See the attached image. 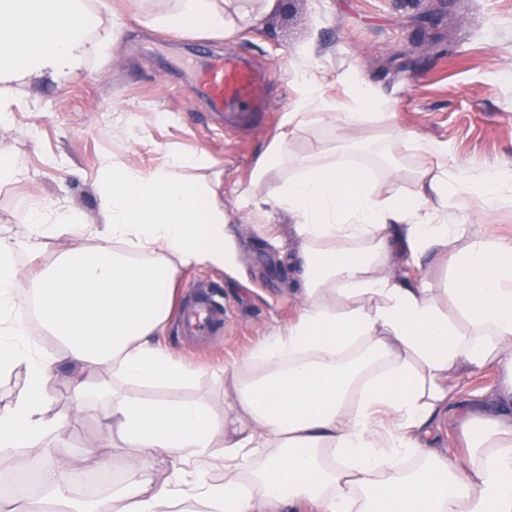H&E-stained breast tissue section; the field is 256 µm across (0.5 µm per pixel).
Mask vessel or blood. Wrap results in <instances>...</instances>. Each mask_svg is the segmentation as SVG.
<instances>
[{"mask_svg": "<svg viewBox=\"0 0 512 512\" xmlns=\"http://www.w3.org/2000/svg\"><path fill=\"white\" fill-rule=\"evenodd\" d=\"M194 88L208 97L216 109L242 106L258 112L263 108L262 84L257 73L234 56L217 57L197 72ZM186 335L207 336L224 323V304L216 296L198 293L180 316Z\"/></svg>", "mask_w": 512, "mask_h": 512, "instance_id": "b4317fda", "label": "vessel or blood"}]
</instances>
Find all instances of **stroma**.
I'll use <instances>...</instances> for the list:
<instances>
[{
  "label": "stroma",
  "instance_id": "35a3bbf8",
  "mask_svg": "<svg viewBox=\"0 0 512 512\" xmlns=\"http://www.w3.org/2000/svg\"><path fill=\"white\" fill-rule=\"evenodd\" d=\"M174 5L96 0L88 32L111 38L108 54L89 58L60 83L0 86V101L12 106L10 123L0 126V153L11 156L16 169L14 178L0 181V235L15 244L18 267L29 264V208L42 209L50 224L63 223L71 211L80 212L88 228L104 224L101 175L108 159L145 175L175 156L203 157L202 166L183 175L191 181L220 175L240 252L237 273L191 265L176 274L175 308L196 289L215 285L224 301V326L216 334L185 338L173 315L160 338L196 369L192 384L146 387L102 365L96 380L108 391L80 398L69 369L59 367L47 390L52 413L64 422L46 458L66 474L83 470L91 453L103 461L121 456L100 427L113 394L197 402L223 418L225 368L296 319L299 301L288 291L290 274L280 259L293 241L287 218L269 224L239 212L237 202L257 155L292 106L304 45L316 46L310 65L335 108L309 117L288 146L292 155L320 148L353 155L370 171L378 194L397 198L411 193L419 172L444 166L443 192L454 221L489 238L512 239V179L500 185L493 208L470 189L491 170L512 172V0H285L261 27L231 38L153 28L152 19ZM116 13L125 21L117 33L111 30ZM224 55L247 57L261 74L263 113L216 112L191 91L194 70ZM355 79L382 97L384 113L341 132ZM406 131L415 140L391 141L392 133ZM430 141L446 145L447 154H431ZM497 382L491 367L464 378L456 411L444 413L434 432L437 448L462 449L466 409L489 401Z\"/></svg>",
  "mask_w": 512,
  "mask_h": 512
}]
</instances>
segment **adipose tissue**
<instances>
[{
	"instance_id": "adipose-tissue-1",
	"label": "adipose tissue",
	"mask_w": 512,
	"mask_h": 512,
	"mask_svg": "<svg viewBox=\"0 0 512 512\" xmlns=\"http://www.w3.org/2000/svg\"><path fill=\"white\" fill-rule=\"evenodd\" d=\"M279 0H177L155 26L228 35L256 26ZM88 0H0V83L61 82L111 43L85 36ZM316 74L300 84L280 133L256 159L239 206L272 205L293 223L300 271L294 322L224 370V418L194 403L112 400L104 435L125 449L133 474L94 512H512V240H476L452 251L466 227L448 221L444 172H422L405 199L381 197L364 168L324 148L292 157L288 145L311 112L330 110ZM172 160L142 175L103 166L106 222L93 244L52 262L33 246L18 268L0 236V376L26 373L25 390L0 403V468L11 452L60 425L46 385L62 360L76 371L108 364L145 385H188L195 370L152 338L166 327L173 278L159 265L221 270L239 253L220 200V179L186 181ZM290 176H282L283 166ZM450 255V287L406 283L389 273L404 253ZM25 298L60 353L36 351L17 320ZM491 367L500 378L498 414L467 416L466 451L426 441L436 412L455 400L461 375ZM224 479L210 481L215 449ZM178 456L164 481L143 476L148 453Z\"/></svg>"
}]
</instances>
